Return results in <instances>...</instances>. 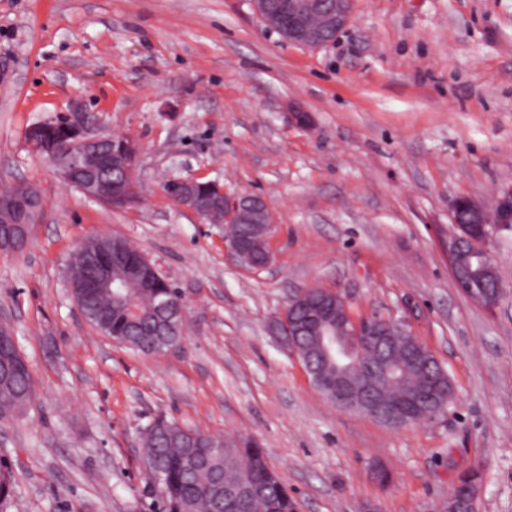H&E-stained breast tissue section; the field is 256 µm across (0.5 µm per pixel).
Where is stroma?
I'll use <instances>...</instances> for the list:
<instances>
[{"instance_id":"1","label":"stroma","mask_w":512,"mask_h":512,"mask_svg":"<svg viewBox=\"0 0 512 512\" xmlns=\"http://www.w3.org/2000/svg\"><path fill=\"white\" fill-rule=\"evenodd\" d=\"M75 103L140 144V204L103 206L28 148V125ZM167 173L265 197L271 265L235 263ZM19 181L46 209L25 251L0 252V322L35 389L0 424L7 512H152L140 437L158 417L256 442L296 512H434L474 465L478 512H512V297L485 310L441 248L455 198L512 185V0H353L316 49L251 0H0V189ZM96 234L185 294L180 347L144 354L82 319L65 269ZM313 286L405 321L453 404L403 427L330 404L268 333Z\"/></svg>"}]
</instances>
